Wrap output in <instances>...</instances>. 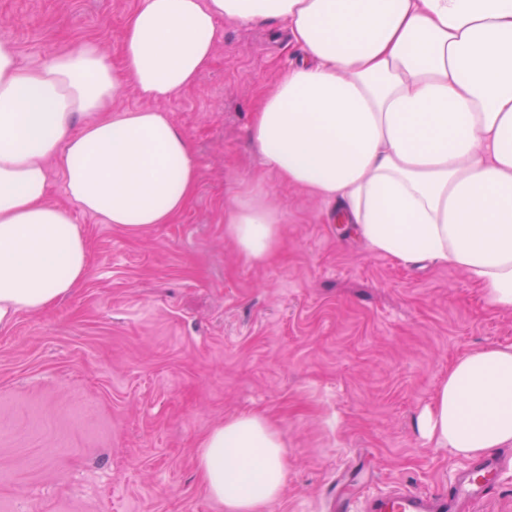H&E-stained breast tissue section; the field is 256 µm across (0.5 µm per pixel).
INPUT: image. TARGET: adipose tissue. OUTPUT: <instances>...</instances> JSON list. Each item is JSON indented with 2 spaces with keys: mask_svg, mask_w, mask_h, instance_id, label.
<instances>
[{
  "mask_svg": "<svg viewBox=\"0 0 512 512\" xmlns=\"http://www.w3.org/2000/svg\"><path fill=\"white\" fill-rule=\"evenodd\" d=\"M222 19L284 23L304 54L249 128L264 165L334 204L371 252L458 267L512 310V0H139L117 68L92 41L35 69L0 42V333L85 280L75 210L138 235L189 206L192 143L158 104L195 83ZM129 88L144 107L113 112ZM52 162L70 206L47 199ZM281 222L259 188L224 208L252 263L278 248ZM418 429L458 457L512 446V346L453 361ZM196 465L224 512H268L287 443L240 413L204 435Z\"/></svg>",
  "mask_w": 512,
  "mask_h": 512,
  "instance_id": "ef3b65f1",
  "label": "adipose tissue"
}]
</instances>
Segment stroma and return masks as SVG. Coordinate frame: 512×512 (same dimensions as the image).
Returning <instances> with one entry per match:
<instances>
[{"label":"stroma","mask_w":512,"mask_h":512,"mask_svg":"<svg viewBox=\"0 0 512 512\" xmlns=\"http://www.w3.org/2000/svg\"><path fill=\"white\" fill-rule=\"evenodd\" d=\"M138 0H0V42L37 68L97 42L112 64ZM196 83L160 102L199 184L175 223L128 234L89 213L90 266L68 299L0 333V512H221L195 464L225 418L288 442L271 512H326L337 481L441 492L462 458L416 422L457 358L512 346V311L451 265L405 268L333 223L334 207L262 164L259 96L300 55L286 25L219 23ZM261 185L283 216L269 260L242 258L224 208Z\"/></svg>","instance_id":"1"}]
</instances>
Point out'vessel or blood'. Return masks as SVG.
Instances as JSON below:
<instances>
[{"mask_svg": "<svg viewBox=\"0 0 512 512\" xmlns=\"http://www.w3.org/2000/svg\"><path fill=\"white\" fill-rule=\"evenodd\" d=\"M504 471L502 457H483L465 462L449 481L447 491H414L403 486L374 493L361 487L350 495H337L332 512H475L499 487Z\"/></svg>", "mask_w": 512, "mask_h": 512, "instance_id": "1", "label": "vessel or blood"}]
</instances>
